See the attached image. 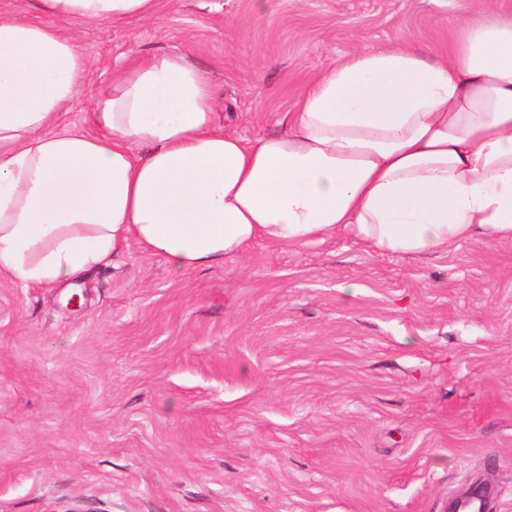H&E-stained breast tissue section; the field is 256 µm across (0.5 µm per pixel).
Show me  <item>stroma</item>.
<instances>
[{
  "instance_id": "obj_1",
  "label": "stroma",
  "mask_w": 512,
  "mask_h": 512,
  "mask_svg": "<svg viewBox=\"0 0 512 512\" xmlns=\"http://www.w3.org/2000/svg\"><path fill=\"white\" fill-rule=\"evenodd\" d=\"M512 0H161L67 22L62 129L134 59L182 53L251 139L331 67L444 52ZM512 512V244L430 258L346 231L184 273L129 242L53 288L0 274V512Z\"/></svg>"
}]
</instances>
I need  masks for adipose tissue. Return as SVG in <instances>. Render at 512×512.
Returning a JSON list of instances; mask_svg holds the SVG:
<instances>
[{"label": "adipose tissue", "instance_id": "adipose-tissue-1", "mask_svg": "<svg viewBox=\"0 0 512 512\" xmlns=\"http://www.w3.org/2000/svg\"><path fill=\"white\" fill-rule=\"evenodd\" d=\"M158 0H37L89 25ZM90 67L75 38L0 17V273L52 288L136 240L179 273L348 231L374 250L512 243V17L461 28L443 56L362 51L247 141L216 124L182 54L143 57L93 100L94 135L56 131Z\"/></svg>", "mask_w": 512, "mask_h": 512}]
</instances>
